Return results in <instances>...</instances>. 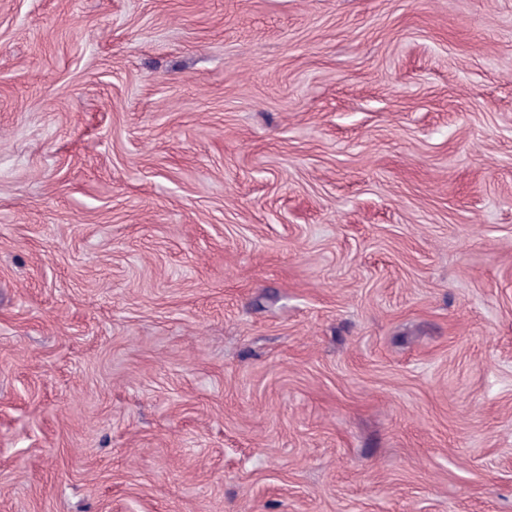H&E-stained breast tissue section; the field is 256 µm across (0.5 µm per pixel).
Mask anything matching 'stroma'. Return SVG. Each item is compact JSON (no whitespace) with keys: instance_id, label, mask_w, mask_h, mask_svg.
Returning <instances> with one entry per match:
<instances>
[{"instance_id":"stroma-1","label":"stroma","mask_w":512,"mask_h":512,"mask_svg":"<svg viewBox=\"0 0 512 512\" xmlns=\"http://www.w3.org/2000/svg\"><path fill=\"white\" fill-rule=\"evenodd\" d=\"M0 512H512V0H0Z\"/></svg>"}]
</instances>
